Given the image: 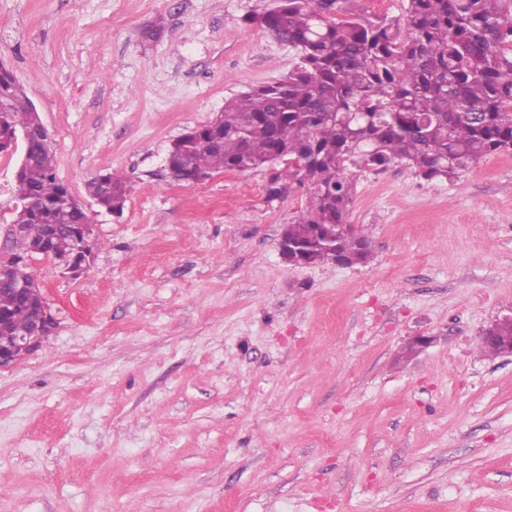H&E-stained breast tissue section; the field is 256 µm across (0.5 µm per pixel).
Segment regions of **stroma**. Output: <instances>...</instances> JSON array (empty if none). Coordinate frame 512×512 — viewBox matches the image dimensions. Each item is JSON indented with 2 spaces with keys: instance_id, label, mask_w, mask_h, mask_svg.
<instances>
[{
  "instance_id": "35a3bbf8",
  "label": "stroma",
  "mask_w": 512,
  "mask_h": 512,
  "mask_svg": "<svg viewBox=\"0 0 512 512\" xmlns=\"http://www.w3.org/2000/svg\"><path fill=\"white\" fill-rule=\"evenodd\" d=\"M273 5L0 0L98 242L76 280L31 264L58 327L0 369V512H512V355L477 347L512 317V153L354 172L353 267L281 259L306 200L268 198L274 166L169 177L173 140L295 65L244 22ZM106 172L119 217L86 193ZM86 192L101 208H108L112 214H122L129 186L121 177L106 173L99 174L88 181Z\"/></svg>"
}]
</instances>
